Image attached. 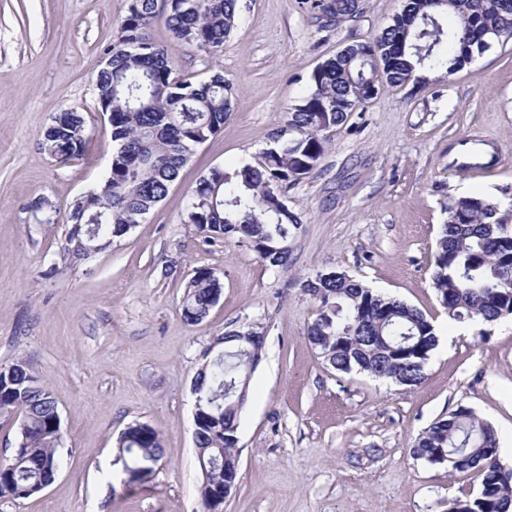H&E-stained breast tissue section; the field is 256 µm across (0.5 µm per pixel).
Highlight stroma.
Returning a JSON list of instances; mask_svg holds the SVG:
<instances>
[{
	"label": "stroma",
	"mask_w": 512,
	"mask_h": 512,
	"mask_svg": "<svg viewBox=\"0 0 512 512\" xmlns=\"http://www.w3.org/2000/svg\"><path fill=\"white\" fill-rule=\"evenodd\" d=\"M129 4L0 0V366L31 362L63 435L54 481L0 498V512H204L193 382L218 337L247 325L267 335L224 512H448L476 491V472L449 473L412 449L462 407L493 427L512 469V316L449 320L431 280L450 200H512V42L454 75L382 87L357 108L316 168L282 189L302 223L287 263L272 267L243 237L205 243L185 220L189 200L209 170L257 164L315 68L374 37L403 0H360L359 15L332 28L299 0H238L239 23L213 55L173 39L158 16L153 40L193 83L222 73L234 111L129 234L73 262L69 207L102 182L115 151L95 80ZM72 107L85 114L86 143L59 163L41 135ZM39 197L57 223H35L28 206ZM197 268L213 269L223 293L191 325L180 304ZM329 269L433 319L441 341L421 385L337 372L308 343L317 304L302 283ZM135 422L159 432L164 453L132 480L117 440Z\"/></svg>",
	"instance_id": "stroma-1"
}]
</instances>
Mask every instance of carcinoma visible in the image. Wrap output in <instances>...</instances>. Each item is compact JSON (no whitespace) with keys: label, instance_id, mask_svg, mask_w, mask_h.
I'll return each mask as SVG.
<instances>
[{"label":"carcinoma","instance_id":"obj_1","mask_svg":"<svg viewBox=\"0 0 512 512\" xmlns=\"http://www.w3.org/2000/svg\"><path fill=\"white\" fill-rule=\"evenodd\" d=\"M313 17L329 27L357 15L356 0H303ZM167 13L172 36L199 49L224 45L240 17L237 0H130L128 14L105 52L96 78L101 108L110 115L112 180L78 198L69 211V237L102 250L128 234L132 216L148 214L164 200L193 149L216 134L233 112L230 85L216 73L194 84L176 75L165 48L150 29L159 10ZM512 40V0H406L400 13L371 40L356 42L322 62L309 87L286 113L259 165L229 173L214 168L199 180L186 213L188 223L216 237L239 233L272 266L288 258L299 229L276 188L299 182L319 163L330 134L351 112L375 98L383 85L422 80L417 71L451 75L495 44ZM85 118L73 108L63 124L46 127L42 149L63 163L81 154ZM432 281L448 318L491 324L512 316V204L489 195H469L448 204L434 252ZM318 302L307 329L311 345L341 373L353 371L391 379L406 388L426 379L437 346L432 321L420 309L373 292L342 270L304 283ZM221 284L209 268L195 270L186 285L181 314L190 324L209 314ZM260 334L247 325L224 333V361L204 362L196 386L219 396L220 411L203 404L194 411V442L207 464L199 495L204 508L224 492V469L238 455L241 412L235 388L251 377L249 358L237 336ZM16 421L17 446L0 468V498L21 499L23 489L53 476L61 459V421L49 384L31 364L17 359L0 367V416ZM124 469L156 464L162 440L151 426L134 423L118 438ZM413 454L450 472L475 470L481 477L471 498L456 499L450 512H512V477L501 464L496 436L463 409L456 422L440 418L419 438Z\"/></svg>","mask_w":512,"mask_h":512}]
</instances>
